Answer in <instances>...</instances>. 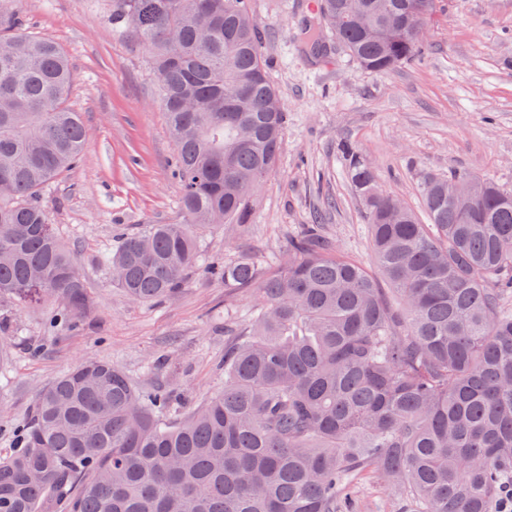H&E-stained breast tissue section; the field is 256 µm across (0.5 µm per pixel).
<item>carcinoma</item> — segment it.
<instances>
[{
    "mask_svg": "<svg viewBox=\"0 0 512 512\" xmlns=\"http://www.w3.org/2000/svg\"><path fill=\"white\" fill-rule=\"evenodd\" d=\"M420 3L366 0L357 20L351 0H320V19L384 73L421 52L402 25ZM114 18L151 56L182 191V223L123 235L103 257L117 287L151 302L196 262L193 229L250 225L286 117L247 0H116ZM71 85L61 48L0 0V299L58 298L65 330L89 312L86 282L39 196L86 146ZM338 151L391 288L316 227L273 271L224 262V287L258 293L226 330L224 390L170 422L169 391L77 366L0 453V512H350L370 477L409 512H492L512 486V190L427 173L423 224L353 143Z\"/></svg>",
    "mask_w": 512,
    "mask_h": 512,
    "instance_id": "cac0c4a2",
    "label": "carcinoma"
}]
</instances>
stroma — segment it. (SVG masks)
Wrapping results in <instances>:
<instances>
[{"label": "stroma", "instance_id": "stroma-1", "mask_svg": "<svg viewBox=\"0 0 512 512\" xmlns=\"http://www.w3.org/2000/svg\"><path fill=\"white\" fill-rule=\"evenodd\" d=\"M268 75L287 115L276 162L254 196L248 227L197 231L200 259L176 293L130 300L100 258L118 237L181 219L174 142L147 50L112 17L113 0H21L29 34L70 60L68 105L89 137L81 159L40 202L85 277L91 305L78 329L50 327L46 309L13 300L0 339V451L13 448L41 390L84 361L125 371L137 388L174 393L183 413L224 388V326L243 324L253 291L225 288L210 262L247 259L263 271L288 257L292 239L321 221L324 234L376 270L367 208L337 147L350 141L379 186L411 208L425 172H464L512 189V0H434L424 48L386 73L359 69L325 34L322 54L302 46L317 0H249ZM353 512H407L379 481L362 482Z\"/></svg>", "mask_w": 512, "mask_h": 512}]
</instances>
